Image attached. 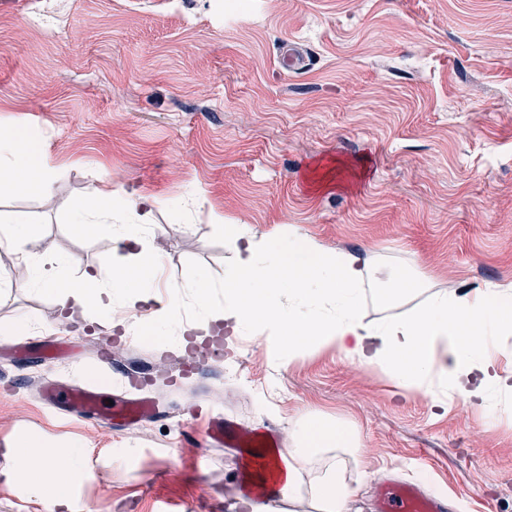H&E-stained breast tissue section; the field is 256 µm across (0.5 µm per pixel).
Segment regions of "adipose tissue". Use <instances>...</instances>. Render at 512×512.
I'll return each instance as SVG.
<instances>
[{
	"label": "adipose tissue",
	"mask_w": 512,
	"mask_h": 512,
	"mask_svg": "<svg viewBox=\"0 0 512 512\" xmlns=\"http://www.w3.org/2000/svg\"><path fill=\"white\" fill-rule=\"evenodd\" d=\"M116 216L123 221L120 243L112 251V276L105 284L92 273L61 283L40 225H20L7 241L62 311L108 321L115 309L134 308L151 295L161 264L160 253L147 241L151 213L144 200L97 188L79 205L73 222L78 232L93 237L110 231ZM223 231L234 263L224 276L222 300H214L201 273L188 271L187 283L196 290L195 315L183 322L184 301L174 293L162 307L163 322L200 337L220 323L238 335L265 332L284 362L309 346H333L351 360L383 368L402 389L429 394L439 383L470 404L512 403V370L500 368L490 354L512 339L511 289L476 288L456 296L436 292L410 313L368 321L362 313L366 302L386 305L421 292L427 275L324 250L293 224L282 225L269 239L256 238L244 224H227ZM358 446L350 429L320 416L304 418L289 446L278 451L273 495L262 494L267 474L258 472L250 484L260 495L244 498V506L248 512H270L272 500L296 501L313 459L335 447L352 452ZM70 453L74 464L64 472L55 464L59 449L40 457L17 453L11 475L33 495L59 506L83 468V450L74 447ZM342 469L341 460H330L316 481L317 512H349Z\"/></svg>",
	"instance_id": "ef3b65f1"
}]
</instances>
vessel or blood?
<instances>
[{"label": "vessel or blood", "instance_id": "vessel-or-blood-1", "mask_svg": "<svg viewBox=\"0 0 512 512\" xmlns=\"http://www.w3.org/2000/svg\"><path fill=\"white\" fill-rule=\"evenodd\" d=\"M69 351V346L58 336L47 335L24 344L20 352L23 362L50 365ZM37 398L44 406L72 419L96 423L110 430L129 429L161 413L155 398L129 390L116 394L108 385H80L46 378L38 386ZM180 440L199 448H233L241 444L268 448L273 437L266 429H252L216 414L207 418L202 431L185 432ZM378 512H445V505L415 483L387 481L379 487Z\"/></svg>", "mask_w": 512, "mask_h": 512}]
</instances>
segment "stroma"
Instances as JSON below:
<instances>
[{"instance_id":"35a3bbf8","label":"stroma","mask_w":512,"mask_h":512,"mask_svg":"<svg viewBox=\"0 0 512 512\" xmlns=\"http://www.w3.org/2000/svg\"><path fill=\"white\" fill-rule=\"evenodd\" d=\"M291 48L302 68H284ZM17 138L54 182L0 194V235L41 225L67 279L111 276L112 234L71 224L105 185L149 200L156 285L188 300L187 270L219 285L233 264L222 220L260 238L295 224L325 249L421 269L438 291L512 288V0H0V179L20 176ZM158 307L116 310L123 336L66 318L0 249V343L64 336L75 353L55 375L119 388L130 372L165 410L124 432L65 420L33 398L36 368L0 361V470L27 438L76 442L70 512H229L260 451L180 446L193 412L284 442L316 414L358 435L352 512H377L389 475L448 512L486 498L512 512V410L435 403L332 347L283 363L226 329L206 339L223 362L200 370L145 334Z\"/></svg>"}]
</instances>
